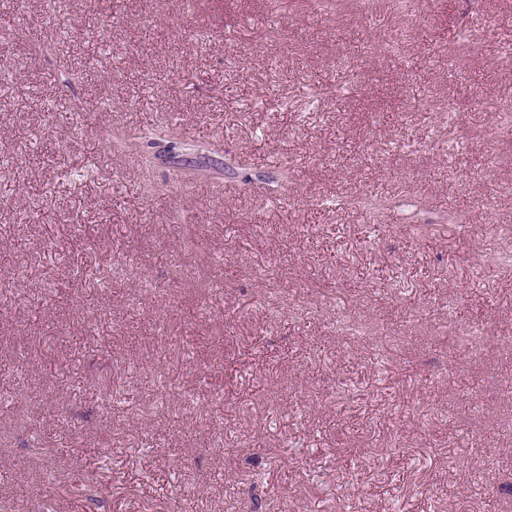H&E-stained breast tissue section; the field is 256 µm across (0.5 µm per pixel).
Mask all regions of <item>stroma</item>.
Returning a JSON list of instances; mask_svg holds the SVG:
<instances>
[{"label":"stroma","instance_id":"obj_1","mask_svg":"<svg viewBox=\"0 0 512 512\" xmlns=\"http://www.w3.org/2000/svg\"><path fill=\"white\" fill-rule=\"evenodd\" d=\"M0 11V512H512V0Z\"/></svg>","mask_w":512,"mask_h":512}]
</instances>
